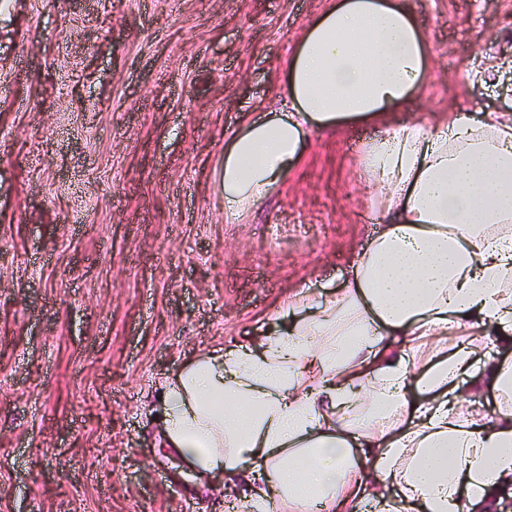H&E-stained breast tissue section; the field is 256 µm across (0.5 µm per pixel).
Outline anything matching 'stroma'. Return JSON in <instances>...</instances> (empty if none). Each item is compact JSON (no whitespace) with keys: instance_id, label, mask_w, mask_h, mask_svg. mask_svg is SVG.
Listing matches in <instances>:
<instances>
[{"instance_id":"1","label":"stroma","mask_w":512,"mask_h":512,"mask_svg":"<svg viewBox=\"0 0 512 512\" xmlns=\"http://www.w3.org/2000/svg\"><path fill=\"white\" fill-rule=\"evenodd\" d=\"M327 0H0V512H235L159 435L161 388L343 289L386 125L511 112L512 0H410L425 88L388 124L311 132L224 218V140L286 109L281 66Z\"/></svg>"}]
</instances>
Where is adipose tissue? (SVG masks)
Listing matches in <instances>:
<instances>
[{"instance_id":"obj_1","label":"adipose tissue","mask_w":512,"mask_h":512,"mask_svg":"<svg viewBox=\"0 0 512 512\" xmlns=\"http://www.w3.org/2000/svg\"><path fill=\"white\" fill-rule=\"evenodd\" d=\"M428 41L407 0H329L286 61V112L224 145V217L288 177L307 130L399 111ZM383 207L338 296L293 329L215 348L163 389L162 438L193 471L246 479L239 512H469L512 486V114L388 127L361 159ZM469 327L427 360L419 340ZM491 386L496 410L458 389ZM421 397L412 400L411 389Z\"/></svg>"}]
</instances>
